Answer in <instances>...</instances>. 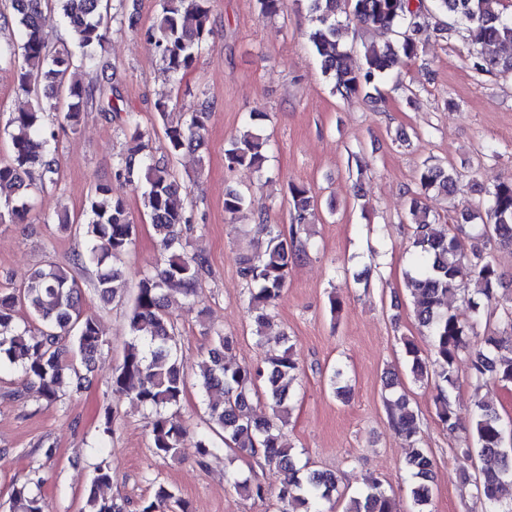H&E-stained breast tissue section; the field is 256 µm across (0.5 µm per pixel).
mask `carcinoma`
Here are the masks:
<instances>
[{
    "mask_svg": "<svg viewBox=\"0 0 512 512\" xmlns=\"http://www.w3.org/2000/svg\"><path fill=\"white\" fill-rule=\"evenodd\" d=\"M126 0H6L19 31V39L0 42V68H9L17 90L30 94L42 85L48 90L42 100L10 113V153L0 159V223L21 224L36 210L35 191L58 181L59 164L52 142L67 129L76 130L85 107L97 104L107 119H120L119 130L128 139L125 151L115 156L116 176L141 185V205L152 224L160 247V261L140 278L126 315L128 340L121 362L112 370L111 397L126 398L150 418L153 453L163 459L180 458L186 428L180 406L187 378L180 358V338L168 311V289L179 285L185 306L196 305L195 289L208 271L209 260L201 253H188L183 237L193 231V211L184 205L187 188L173 173L170 159L204 142L207 110L197 109L189 119L173 123L167 101L155 103L166 141L165 155L156 158L145 152L150 131L141 127L137 114L120 108L121 90L113 80L112 65L102 54L109 23L122 20ZM286 0H256L258 15L265 18L283 11ZM312 21L308 40L331 91L350 98L375 86L388 71L417 58L419 36L443 38L464 32L473 50L472 69L478 74L512 73V54L498 49L512 46V14L503 0H306ZM58 10L71 42H55L44 32L45 13ZM438 10L451 22L433 27L426 16ZM210 0H161V11L141 36L160 56L169 78L177 81L192 69L208 46ZM354 20L391 40L383 47L363 45V66L350 64L352 49L342 42V20ZM86 70L94 77L86 80ZM264 112L251 113L252 126L234 138L224 150L228 168L245 167L264 184L268 175L269 136L263 132ZM459 179L457 171L436 163H423L416 171L417 190L409 199L407 220L412 225L411 263L406 288L412 299L418 325L430 341V355L423 358L418 347L404 341L414 381L432 384L438 390L436 417L448 433L458 428V415L450 392L458 382L457 363L469 348L470 336L484 315L499 311V330L483 337L484 347L474 352L470 378L512 385V287L505 285L496 251L512 250V177L486 191L481 206L464 207L460 223L471 226L472 237L483 247L467 253L453 225L440 224L425 203L431 194L451 196ZM293 222L270 224L264 216L258 224L264 235L255 251L239 259L238 274L246 286L247 305L254 313L259 344L272 325L271 310L286 286L289 268L304 249L298 244L301 227L309 224L318 206L316 193L304 183L288 184ZM247 195L231 189L224 196V213L233 217L246 206ZM45 224L61 231H75L84 240V250L72 267L48 262L35 268L19 288L0 289V372L16 369L36 387L46 405L61 401L62 387L79 392L92 380L98 357L108 347L98 321L83 309L82 288L75 269L96 271L94 289L100 300H114L115 283L125 278L116 264L134 245L138 226L125 199L112 195V188L98 184L91 191L82 223L74 225L66 215L41 213ZM470 292L469 316L460 317L443 308L444 300L459 290ZM29 310L33 322L16 320L17 307ZM234 338L217 335L199 365L198 385L207 404V427L220 435L223 445L208 434L200 435L197 453L205 458L227 448L254 453L263 450L266 467L283 474L277 498L280 512H334L336 476L326 471L301 473L299 454L287 446L283 427L288 417L289 385L296 379L298 362L288 338L281 337L267 348L256 363L235 367L224 364V352L233 349ZM264 394L274 402L272 416L255 419L253 399ZM118 407L106 406L100 425V445L114 433ZM473 442L458 449L466 458L481 463L474 482V512H512L500 491L512 484V418L479 401L473 410ZM398 433L414 442L418 415L403 410L391 416ZM432 458L417 449L407 460L414 512H427L428 481ZM112 469L103 461L84 493L83 512H124V505L100 495L110 484ZM231 486L262 499L268 489L238 473L228 475ZM13 512H50L39 481L27 478L14 484ZM139 512H188L179 492L164 483L154 485L152 496ZM345 512H395L394 502L382 484L372 481L350 500Z\"/></svg>",
    "mask_w": 512,
    "mask_h": 512,
    "instance_id": "1",
    "label": "carcinoma"
}]
</instances>
